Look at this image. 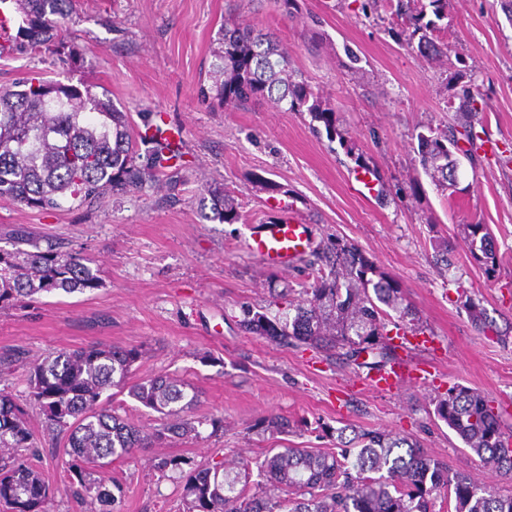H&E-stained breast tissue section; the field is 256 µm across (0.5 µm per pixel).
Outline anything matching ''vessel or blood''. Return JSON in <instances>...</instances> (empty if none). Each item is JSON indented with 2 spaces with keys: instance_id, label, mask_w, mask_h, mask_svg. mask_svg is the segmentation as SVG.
Wrapping results in <instances>:
<instances>
[{
  "instance_id": "obj_1",
  "label": "vessel or blood",
  "mask_w": 512,
  "mask_h": 512,
  "mask_svg": "<svg viewBox=\"0 0 512 512\" xmlns=\"http://www.w3.org/2000/svg\"><path fill=\"white\" fill-rule=\"evenodd\" d=\"M316 240L311 225L288 209H281L277 219L255 225L247 242L249 252L272 269L294 267L311 251ZM415 371L407 360L401 359L379 373L374 385L382 391H392L410 382Z\"/></svg>"
}]
</instances>
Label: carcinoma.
<instances>
[{"label": "carcinoma", "instance_id": "cac0c4a2", "mask_svg": "<svg viewBox=\"0 0 512 512\" xmlns=\"http://www.w3.org/2000/svg\"><path fill=\"white\" fill-rule=\"evenodd\" d=\"M25 27L20 34L30 54L55 52L58 27L72 12L73 0H15ZM388 6L395 36H419L420 54H447L434 21L423 22L426 6L444 17L448 0H367L372 12ZM212 51L208 98L245 105L268 98L288 112H308L336 134V112L305 81L294 77L292 58L277 35L252 25L225 22ZM60 82L31 77L19 90L0 89V196L29 208L82 207L107 190L164 186L163 204L181 202V153L153 140L141 163L140 145L128 113L108 97ZM478 95L463 90L452 125L416 135L422 168L435 186L456 187L449 169V146L457 127L474 137L471 120L481 112ZM212 218L240 219L239 203L224 190L207 188ZM471 258L493 278L498 258L493 235L484 224L463 227ZM11 248L0 247V303L9 304L55 291L67 295L93 290L101 280L92 261L63 239L41 241L26 224L8 230ZM436 263L449 269L451 250L433 240ZM309 281L282 324L264 313L243 311L242 330L293 346H307L348 364L379 369L390 360L386 323L421 331V318L403 288L378 270L354 245L337 237L324 243L309 264ZM479 332L506 343L502 330L472 297L463 301ZM139 347L89 344L60 349L26 370L28 400L21 404L0 389V512H47L51 489L32 448L36 437L28 409H38L47 431L59 442L61 465L69 472L74 500H90L92 512H119L121 491L107 486L101 473L115 461L171 439L198 436L188 415L197 400L190 385L167 375L133 378L142 358ZM127 393L159 414L145 428L116 413L114 393ZM435 416L479 459L481 467L512 482V427L500 420L495 400L484 391L453 385L435 397ZM265 431L286 434L291 422L272 416L259 422ZM336 429L334 448H264L254 458L232 462H191L168 456L154 463L183 479L185 512H512V488H494L470 471L431 456L407 435L379 430Z\"/></svg>", "mask_w": 512, "mask_h": 512}]
</instances>
